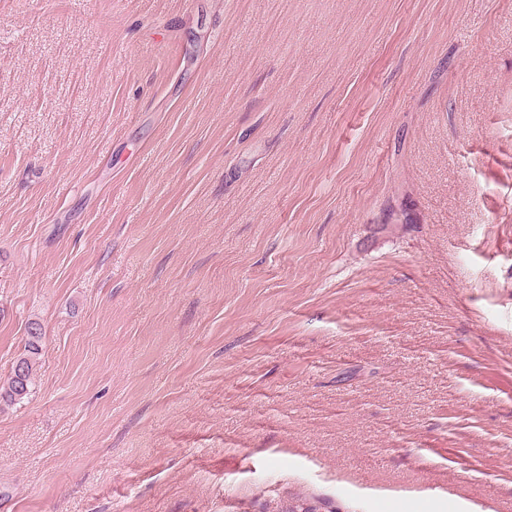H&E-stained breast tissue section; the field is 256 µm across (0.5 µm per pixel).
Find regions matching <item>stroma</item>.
<instances>
[{
  "instance_id": "1",
  "label": "stroma",
  "mask_w": 512,
  "mask_h": 512,
  "mask_svg": "<svg viewBox=\"0 0 512 512\" xmlns=\"http://www.w3.org/2000/svg\"><path fill=\"white\" fill-rule=\"evenodd\" d=\"M0 512H512V0H0ZM26 333L24 352L15 359L7 379L1 383L0 402H20L33 389L36 363L43 350L42 325L32 321L28 324Z\"/></svg>"
}]
</instances>
